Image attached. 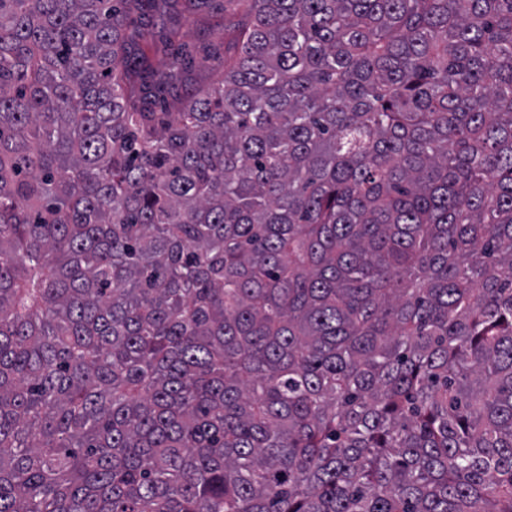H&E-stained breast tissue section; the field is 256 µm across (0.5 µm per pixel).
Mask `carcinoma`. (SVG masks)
I'll list each match as a JSON object with an SVG mask.
<instances>
[{
    "mask_svg": "<svg viewBox=\"0 0 512 512\" xmlns=\"http://www.w3.org/2000/svg\"><path fill=\"white\" fill-rule=\"evenodd\" d=\"M177 2L0 0V512H512V0ZM230 38L231 32L222 27L201 25L190 30L186 41L190 44L194 61L184 71L182 82L169 98V112H177L181 98L216 78L220 73L219 58L224 60V47Z\"/></svg>",
    "mask_w": 512,
    "mask_h": 512,
    "instance_id": "obj_1",
    "label": "carcinoma"
}]
</instances>
